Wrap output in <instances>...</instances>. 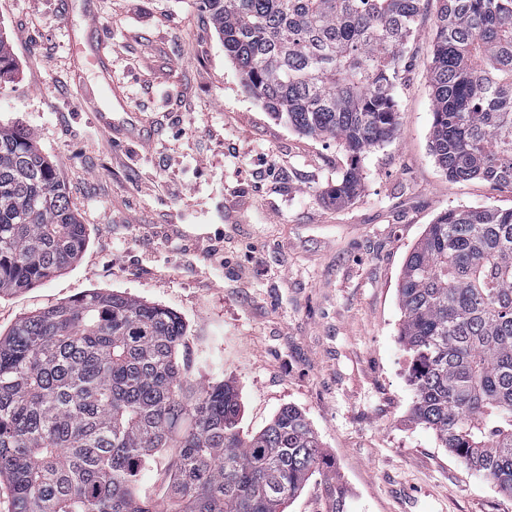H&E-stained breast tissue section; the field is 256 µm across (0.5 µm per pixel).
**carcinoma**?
Segmentation results:
<instances>
[{"label": "carcinoma", "instance_id": "cac0c4a2", "mask_svg": "<svg viewBox=\"0 0 512 512\" xmlns=\"http://www.w3.org/2000/svg\"><path fill=\"white\" fill-rule=\"evenodd\" d=\"M423 0H200L245 92L350 158L324 192L358 194L361 158L396 137L394 91ZM430 150L448 180L512 189V0H438ZM14 68L0 36V86ZM87 244L56 165L0 126V296L67 270ZM412 416L512 496V208L450 209L401 272ZM181 318L92 290L0 335V479L18 512H160L140 475L170 455L165 512H285L318 475L348 494L305 414L240 431L230 381L197 385Z\"/></svg>", "mask_w": 512, "mask_h": 512}]
</instances>
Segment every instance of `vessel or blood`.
Returning <instances> with one entry per match:
<instances>
[{
    "instance_id": "1",
    "label": "vessel or blood",
    "mask_w": 512,
    "mask_h": 512,
    "mask_svg": "<svg viewBox=\"0 0 512 512\" xmlns=\"http://www.w3.org/2000/svg\"><path fill=\"white\" fill-rule=\"evenodd\" d=\"M73 54L83 66L99 68L103 78L97 85L86 84L83 80H76L75 87L79 101L94 108L93 118L98 130L110 141L113 148L124 146L125 133L116 122L111 113L105 112L101 102L102 95L112 88V62L105 51V35L98 28H91L87 40L74 43Z\"/></svg>"
}]
</instances>
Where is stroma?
<instances>
[{"instance_id":"obj_1","label":"stroma","mask_w":512,"mask_h":512,"mask_svg":"<svg viewBox=\"0 0 512 512\" xmlns=\"http://www.w3.org/2000/svg\"><path fill=\"white\" fill-rule=\"evenodd\" d=\"M438 8L423 0L405 50L399 135L365 154L358 196L336 207L323 192L346 153L245 93L195 0H0L15 64L0 126L35 134L88 231L72 267L0 297V334L94 288L163 306L188 328L197 382L238 387L243 431L288 404L306 414L349 512H512L413 419L399 336L401 270L427 225L451 208H512L511 188L449 181L430 151ZM90 10L133 111L113 117L146 128L149 148L114 151L78 101L71 42Z\"/></svg>"}]
</instances>
